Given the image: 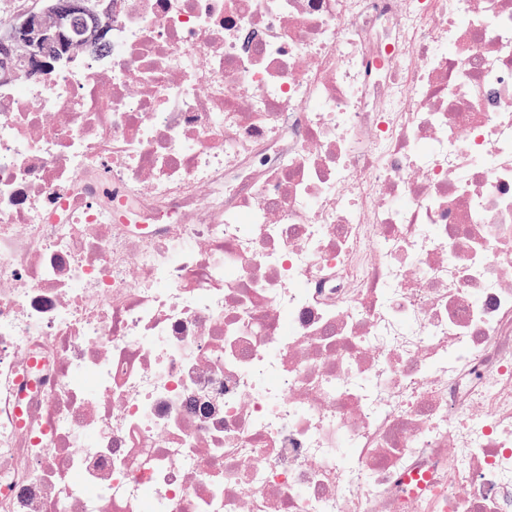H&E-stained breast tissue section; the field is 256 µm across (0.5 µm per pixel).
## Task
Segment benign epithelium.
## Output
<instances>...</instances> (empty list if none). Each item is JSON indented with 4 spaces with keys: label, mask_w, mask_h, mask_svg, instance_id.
<instances>
[{
    "label": "benign epithelium",
    "mask_w": 512,
    "mask_h": 512,
    "mask_svg": "<svg viewBox=\"0 0 512 512\" xmlns=\"http://www.w3.org/2000/svg\"><path fill=\"white\" fill-rule=\"evenodd\" d=\"M112 20V0H57L48 8L28 14L0 34V75L12 73L17 51L26 53L28 80L37 81L55 69L61 50L69 41V30L75 23L85 33L88 57L107 50V34Z\"/></svg>",
    "instance_id": "1"
}]
</instances>
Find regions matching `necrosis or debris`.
<instances>
[{"instance_id": "4bbe7bcc", "label": "necrosis or debris", "mask_w": 512, "mask_h": 512, "mask_svg": "<svg viewBox=\"0 0 512 512\" xmlns=\"http://www.w3.org/2000/svg\"><path fill=\"white\" fill-rule=\"evenodd\" d=\"M110 40L0 86V512H512V0Z\"/></svg>"}]
</instances>
